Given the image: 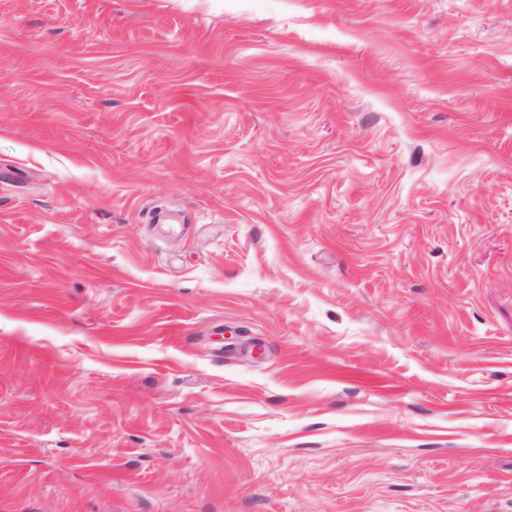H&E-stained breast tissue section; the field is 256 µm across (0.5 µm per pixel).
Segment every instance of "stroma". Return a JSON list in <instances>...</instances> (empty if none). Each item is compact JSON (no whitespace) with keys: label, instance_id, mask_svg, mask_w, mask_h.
<instances>
[{"label":"stroma","instance_id":"stroma-1","mask_svg":"<svg viewBox=\"0 0 512 512\" xmlns=\"http://www.w3.org/2000/svg\"><path fill=\"white\" fill-rule=\"evenodd\" d=\"M0 512H512V0H0Z\"/></svg>","mask_w":512,"mask_h":512}]
</instances>
